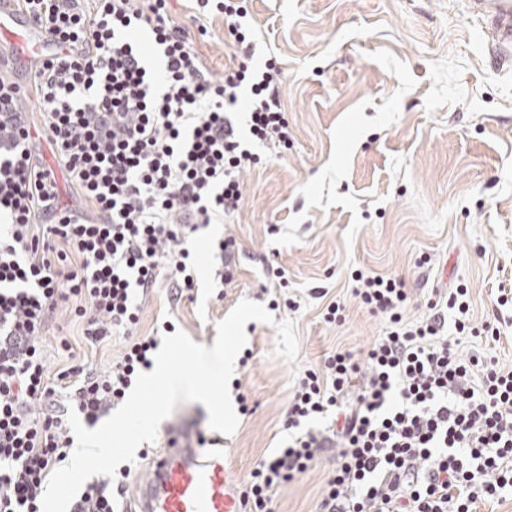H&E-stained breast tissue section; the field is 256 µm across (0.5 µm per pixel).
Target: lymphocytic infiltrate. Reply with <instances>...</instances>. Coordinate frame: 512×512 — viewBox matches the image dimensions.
<instances>
[{
  "label": "lymphocytic infiltrate",
  "mask_w": 512,
  "mask_h": 512,
  "mask_svg": "<svg viewBox=\"0 0 512 512\" xmlns=\"http://www.w3.org/2000/svg\"><path fill=\"white\" fill-rule=\"evenodd\" d=\"M65 56L34 73L42 136L33 148L23 90L0 72V512H41L51 474L74 444L69 412L95 424L121 403L158 340L138 335L141 302L160 279L173 300L196 286L190 238L223 223L242 200L240 173L261 157L243 143L231 105L252 138L284 154L292 141L275 63L255 67L246 0H196L224 18L241 52L217 79L170 15L168 0H12ZM152 34L162 60L127 37ZM78 194L61 200L60 187ZM353 294L387 327L363 357L338 351L303 371L282 428L286 446L266 454L243 485L248 512H275L279 490L324 454L334 468L316 512H477L512 496V370L488 355L462 356V338L498 342L473 326L466 285L434 289L424 316L404 318L402 279L363 270ZM73 298L81 336L97 350L126 336L104 369L44 363L43 333ZM329 419L324 429L313 428ZM132 475L84 483L70 512H123Z\"/></svg>",
  "instance_id": "obj_1"
}]
</instances>
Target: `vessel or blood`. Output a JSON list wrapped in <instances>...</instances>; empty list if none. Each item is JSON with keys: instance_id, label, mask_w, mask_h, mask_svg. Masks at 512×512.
Listing matches in <instances>:
<instances>
[{"instance_id": "vessel-or-blood-1", "label": "vessel or blood", "mask_w": 512, "mask_h": 512, "mask_svg": "<svg viewBox=\"0 0 512 512\" xmlns=\"http://www.w3.org/2000/svg\"><path fill=\"white\" fill-rule=\"evenodd\" d=\"M481 18L489 48L512 57V0H465ZM51 39L0 0V68L43 62ZM138 512H246L238 479L223 453L207 452L177 438L149 462V476L136 485Z\"/></svg>"}]
</instances>
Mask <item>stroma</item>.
<instances>
[{"label":"stroma","instance_id":"obj_1","mask_svg":"<svg viewBox=\"0 0 512 512\" xmlns=\"http://www.w3.org/2000/svg\"><path fill=\"white\" fill-rule=\"evenodd\" d=\"M176 21L193 36L214 77L236 51L219 16L196 17L193 0H172ZM258 62L275 60L293 132L287 154L241 175L238 211L199 229L193 299L169 303V281L142 304L139 332L164 322L213 347L216 326L244 299L268 304L271 268L285 272L297 310L274 311V324L250 321L249 365L233 379L253 406L224 448L234 476L248 478L264 454L283 446L282 420L300 373L339 349L362 354L385 330L362 308L349 273L363 268L403 278L408 319L425 314L431 289L464 282L472 322H496L499 342L463 340L468 356L491 351L512 369V63L491 57L463 0H249ZM240 246L236 283L214 278L213 241ZM430 262L417 267L420 256ZM341 301L340 323H327L328 302ZM296 321L299 355L274 351L276 322ZM81 326L60 303L43 338L49 375L69 357L97 369L122 356L114 335L86 351ZM67 337L71 352L59 347ZM332 469L322 461L279 492L276 512H314Z\"/></svg>","mask_w":512,"mask_h":512}]
</instances>
